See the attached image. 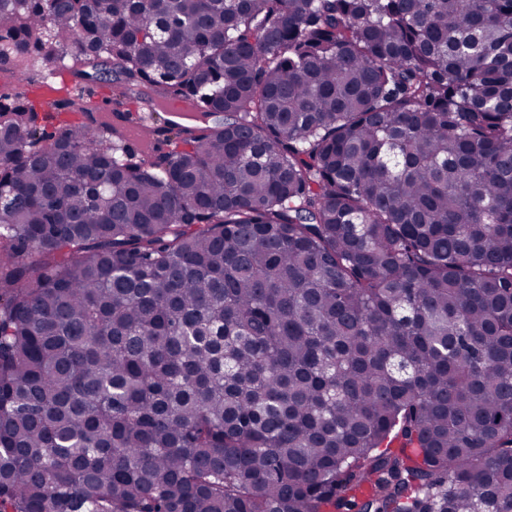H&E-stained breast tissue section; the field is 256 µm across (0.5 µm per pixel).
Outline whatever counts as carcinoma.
Listing matches in <instances>:
<instances>
[{
	"label": "carcinoma",
	"instance_id": "obj_1",
	"mask_svg": "<svg viewBox=\"0 0 512 512\" xmlns=\"http://www.w3.org/2000/svg\"><path fill=\"white\" fill-rule=\"evenodd\" d=\"M0 512H512V0H0ZM224 121L137 154L95 121ZM166 110L168 113V116L170 117V113L174 116H182L186 114H191L189 112L198 113V108L195 106V104L190 100H177V101H167ZM101 112L106 113H99L101 120L106 121L108 123H111L112 121L116 120H122L124 121V129L126 131L128 136L137 142H140L142 144L146 145H152L155 144L157 141V137L155 134L154 128L157 130L159 129V139H163L168 133L166 132L170 126H168L167 121V112H164L161 104L158 107L156 112H145V113H152L151 117V123L152 125L146 120L142 119V121H134V120H125L124 114L122 113H112V110L110 109H102ZM153 132H152V131Z\"/></svg>",
	"mask_w": 512,
	"mask_h": 512
}]
</instances>
